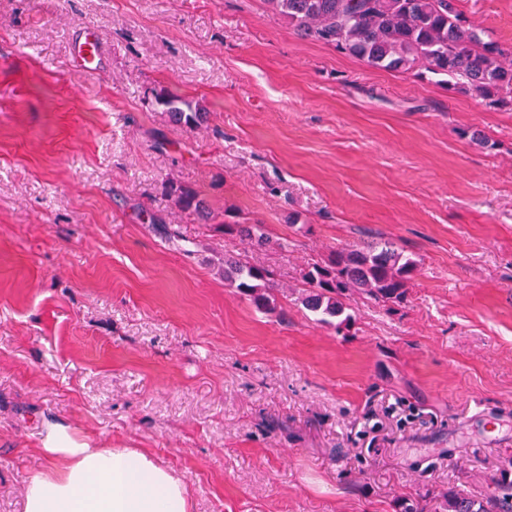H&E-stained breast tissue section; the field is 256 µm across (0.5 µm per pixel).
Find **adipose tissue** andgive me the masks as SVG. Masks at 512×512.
Masks as SVG:
<instances>
[{
	"label": "adipose tissue",
	"mask_w": 512,
	"mask_h": 512,
	"mask_svg": "<svg viewBox=\"0 0 512 512\" xmlns=\"http://www.w3.org/2000/svg\"><path fill=\"white\" fill-rule=\"evenodd\" d=\"M41 451L50 467L30 479L24 512H191L181 479L145 451L94 447L58 422Z\"/></svg>",
	"instance_id": "1"
}]
</instances>
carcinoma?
Returning a JSON list of instances; mask_svg holds the SVG:
<instances>
[{
  "label": "carcinoma",
  "mask_w": 512,
  "mask_h": 512,
  "mask_svg": "<svg viewBox=\"0 0 512 512\" xmlns=\"http://www.w3.org/2000/svg\"><path fill=\"white\" fill-rule=\"evenodd\" d=\"M276 14L302 36L336 48L366 65L387 71L421 69L450 92H470L493 110H512V43L485 36L457 8L456 0H269ZM157 102L175 126L197 129L208 113L178 96L162 94ZM178 206L206 224L207 202L196 192L173 188ZM224 235L253 249L272 243L260 224H222ZM417 261L386 240H372L336 249L327 261L302 275L299 303L322 323L336 319V330L349 327L346 313L351 292L383 303L403 301ZM224 281L263 310L273 309L264 294L272 272L241 256L224 255ZM400 512H512V482L499 494L478 500L448 489L433 505H401Z\"/></svg>",
  "instance_id": "carcinoma-1"
}]
</instances>
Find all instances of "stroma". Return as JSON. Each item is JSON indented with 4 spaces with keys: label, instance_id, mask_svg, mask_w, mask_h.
Listing matches in <instances>:
<instances>
[{
    "label": "stroma",
    "instance_id": "stroma-1",
    "mask_svg": "<svg viewBox=\"0 0 512 512\" xmlns=\"http://www.w3.org/2000/svg\"><path fill=\"white\" fill-rule=\"evenodd\" d=\"M457 5L512 42V0ZM86 28L98 76L71 63ZM163 92L207 124L174 126ZM367 239L417 260L405 301L317 322L302 271ZM228 252L273 270L274 311L225 283ZM487 413L512 422V110L303 38L269 0H0V512L47 469L49 420L148 450L191 512L487 498L512 470ZM171 193L176 195V202L183 211L188 212L190 215H194L202 224H206L210 221V208L207 202L196 192L183 188L172 187ZM224 236L238 238L252 249L266 248L272 243L261 224H220Z\"/></svg>",
    "mask_w": 512,
    "mask_h": 512
}]
</instances>
